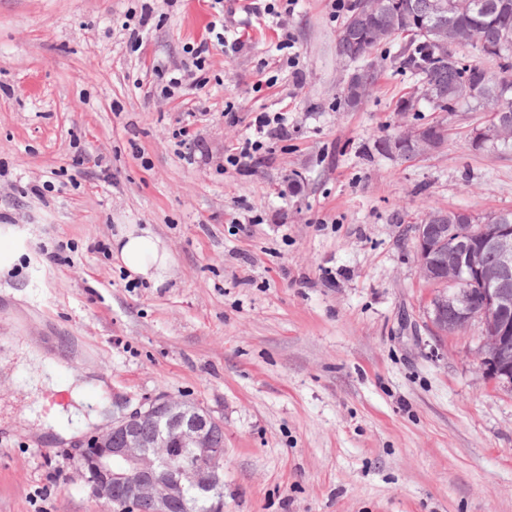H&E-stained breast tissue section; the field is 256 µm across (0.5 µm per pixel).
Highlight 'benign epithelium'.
Instances as JSON below:
<instances>
[{
  "instance_id": "benign-epithelium-1",
  "label": "benign epithelium",
  "mask_w": 512,
  "mask_h": 512,
  "mask_svg": "<svg viewBox=\"0 0 512 512\" xmlns=\"http://www.w3.org/2000/svg\"><path fill=\"white\" fill-rule=\"evenodd\" d=\"M512 136L505 127L495 124L477 134L474 144L487 141H508ZM443 145V140L405 135L388 143V151L395 158L406 159L430 154ZM468 234H476L475 246L464 254L462 264L468 272L485 285L483 297L489 307L484 320L490 323L494 339L507 341L512 338V323L498 321L495 314L512 308V296L498 289L496 282L512 272V225H465ZM417 248L423 276L433 279L434 269L427 260L430 246L423 232L417 233ZM495 250L500 259L499 267L487 270L479 264V252ZM460 267L448 264L446 293L432 301V322L442 332L448 325L441 319V311L451 305L457 312L458 325L468 326L475 318L470 291L457 285ZM481 366L494 379L512 382V364L501 361L492 347L484 350ZM154 419L158 438L154 445L147 444L140 436L137 422ZM213 416L187 402L158 398L148 407L118 421L123 427V444H111L112 430L90 436L81 453L79 465L90 467L95 480L90 485L91 494L110 505L117 491H122L123 501L130 507L146 500L151 512H187L185 490H220L224 484V449L210 445L206 434L207 424Z\"/></svg>"
}]
</instances>
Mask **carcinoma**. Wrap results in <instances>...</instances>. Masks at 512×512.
<instances>
[{"mask_svg":"<svg viewBox=\"0 0 512 512\" xmlns=\"http://www.w3.org/2000/svg\"><path fill=\"white\" fill-rule=\"evenodd\" d=\"M361 0H349L346 16L340 27L336 54L342 59L357 62L368 57L380 45L373 39L377 29L386 31L384 41L398 40L401 50L395 57L398 68L408 71L419 85L436 86L444 100L434 102V112H451L460 104L475 108L480 102L465 93L469 79L484 82L486 96L507 97L512 85L504 87L499 77L512 74V0H440V12L429 13L433 0H381L368 18L358 23L354 13ZM422 26L448 28V45L417 37ZM474 47L481 61H466L456 53L459 46ZM496 69H491L488 64ZM379 77L378 69L368 63L353 72L343 87L344 101L355 106L360 102L357 88L360 84L373 85ZM511 224L512 210H503L476 217L457 210L434 211L423 224L433 251L437 278L448 274V234L451 224ZM213 495L191 489L187 493L189 512H212Z\"/></svg>","mask_w":512,"mask_h":512,"instance_id":"carcinoma-1","label":"carcinoma"}]
</instances>
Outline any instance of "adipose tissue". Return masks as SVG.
<instances>
[{
	"label": "adipose tissue",
	"mask_w": 512,
	"mask_h": 512,
	"mask_svg": "<svg viewBox=\"0 0 512 512\" xmlns=\"http://www.w3.org/2000/svg\"><path fill=\"white\" fill-rule=\"evenodd\" d=\"M112 251L130 278L154 288L165 284L173 257L166 243L151 230L119 225L112 238Z\"/></svg>",
	"instance_id": "adipose-tissue-1"
}]
</instances>
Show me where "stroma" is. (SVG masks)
Masks as SVG:
<instances>
[{
  "label": "stroma",
  "instance_id": "1",
  "mask_svg": "<svg viewBox=\"0 0 512 512\" xmlns=\"http://www.w3.org/2000/svg\"><path fill=\"white\" fill-rule=\"evenodd\" d=\"M148 2L134 48L135 0H0V227L19 255L0 272V512H100L77 463L90 413L159 397L223 421L224 512H512V384L481 368V320L430 322L411 231L512 209V151L470 144L487 113L398 111L417 82L392 45L347 106L333 0H297L282 30L224 0L246 46L211 43L202 71L185 48L209 41L211 0ZM161 69L186 75L168 98ZM283 108L287 139L225 167L254 113ZM187 121L208 161L184 160ZM430 123L438 151L379 150ZM81 150L98 164L73 166ZM121 224L165 240L163 287L117 266ZM51 417L69 440L42 433ZM149 13V6H147L146 4L142 5L140 17L137 20V22H135L132 28L130 21L132 17H136V12L128 11V14H126L127 21L124 22L122 27L124 30L128 31V42H130L131 44L139 45L143 42V39L147 34L146 26L149 20Z\"/></svg>",
  "mask_w": 512,
  "mask_h": 512
}]
</instances>
